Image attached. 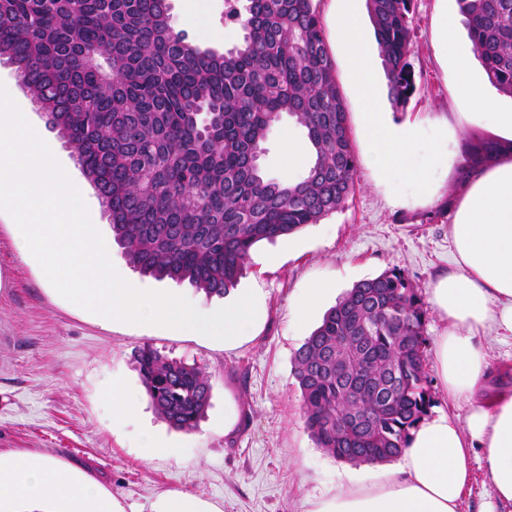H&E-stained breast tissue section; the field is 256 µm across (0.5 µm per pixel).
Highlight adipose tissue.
<instances>
[{
	"mask_svg": "<svg viewBox=\"0 0 512 512\" xmlns=\"http://www.w3.org/2000/svg\"><path fill=\"white\" fill-rule=\"evenodd\" d=\"M338 33L350 77L363 105L366 156L387 184L418 185L428 177L414 162L421 122H393L378 104V61L367 47L359 12L344 6L328 15ZM434 38L444 60L457 72L454 93L469 105L460 119L512 129V113L500 111L483 85L469 81L471 51L455 31L442 25ZM453 259L438 273L429 302L448 327L434 340V360L450 400L471 404L466 428L447 415L422 419L410 433L398 464L369 481L337 487L313 512H459L469 491L475 449H482L494 489L480 512L512 506V392L493 401L474 395L484 378L481 339L487 331L512 335V160L503 159L474 176L448 228ZM0 512H121L95 483L30 453L0 454Z\"/></svg>",
	"mask_w": 512,
	"mask_h": 512,
	"instance_id": "1",
	"label": "adipose tissue"
}]
</instances>
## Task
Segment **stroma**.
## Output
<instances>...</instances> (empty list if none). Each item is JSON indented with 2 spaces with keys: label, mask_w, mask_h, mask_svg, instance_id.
<instances>
[{
  "label": "stroma",
  "mask_w": 512,
  "mask_h": 512,
  "mask_svg": "<svg viewBox=\"0 0 512 512\" xmlns=\"http://www.w3.org/2000/svg\"><path fill=\"white\" fill-rule=\"evenodd\" d=\"M228 0H207L197 23L187 22L180 0H171L173 26L189 41L218 50L236 45L242 30L227 18ZM454 28L467 40L466 19L456 0H414L408 60L417 91L402 106L388 97L379 76L380 101L395 121L429 115L456 117L467 104L452 87L456 73L439 57L433 32ZM335 77L348 117L357 160L356 191L344 209L275 241L257 244L233 293L205 299L186 283L137 276L141 288L176 291L207 300L217 309L236 293L258 297L255 337L235 348L204 336L178 334L151 325L109 324L61 297L34 258H23L15 223L0 212V453L27 452L51 458L110 493L123 512H155L168 494L187 493L218 512H309L314 501L363 478V464L333 458L306 429L301 394L292 374L296 351L326 312L364 279L400 268L421 297L452 259L448 226L465 192L458 173L443 181L438 199L402 186L407 204H388L365 160L358 92L340 47H331ZM0 83L83 191L93 224L102 234L116 270H128L122 249L93 186L75 154L52 130L20 85L11 65L0 64ZM304 141L289 118L277 121L262 165L280 180L303 176L306 160L289 162V140ZM327 285L320 305L298 319L290 305L301 289ZM151 345L169 357L197 365L212 382L210 406L197 429H171L152 407L134 353ZM486 375L476 393L487 401L512 391V338L484 339ZM122 382L138 395L137 418L112 424L111 390ZM153 430L165 447L150 462L139 458V437Z\"/></svg>",
  "instance_id": "35a3bbf8"
}]
</instances>
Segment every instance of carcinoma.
I'll use <instances>...</instances> for the list:
<instances>
[{
    "label": "carcinoma",
    "instance_id": "1",
    "mask_svg": "<svg viewBox=\"0 0 512 512\" xmlns=\"http://www.w3.org/2000/svg\"><path fill=\"white\" fill-rule=\"evenodd\" d=\"M488 82L512 94V0H456ZM391 100L416 91L413 0H368ZM170 0H0L8 57L48 124L71 144L143 275L205 296L233 287L260 241L341 210L356 188L347 112L313 0H247L239 44L219 53L175 30ZM287 115L311 145L305 176L264 174L263 143ZM499 156L466 143L461 178ZM427 310L398 268L357 283L295 354L306 426L337 459L398 458L433 403ZM157 413L192 431L211 378L145 345L135 354Z\"/></svg>",
    "mask_w": 512,
    "mask_h": 512
}]
</instances>
